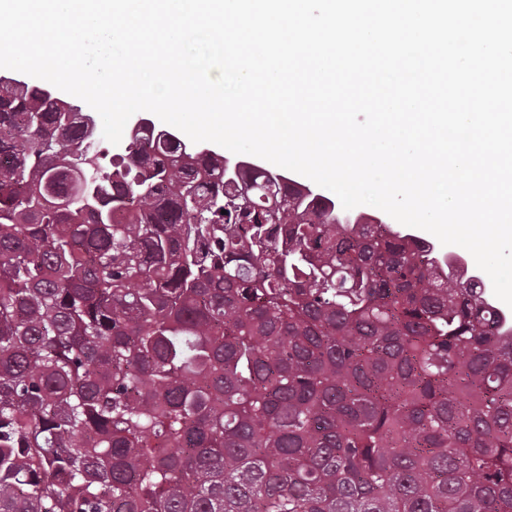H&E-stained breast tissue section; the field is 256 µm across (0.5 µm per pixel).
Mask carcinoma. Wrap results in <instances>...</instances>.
I'll return each instance as SVG.
<instances>
[{"instance_id":"cac0c4a2","label":"carcinoma","mask_w":512,"mask_h":512,"mask_svg":"<svg viewBox=\"0 0 512 512\" xmlns=\"http://www.w3.org/2000/svg\"><path fill=\"white\" fill-rule=\"evenodd\" d=\"M0 85V512H512V327L389 224Z\"/></svg>"}]
</instances>
